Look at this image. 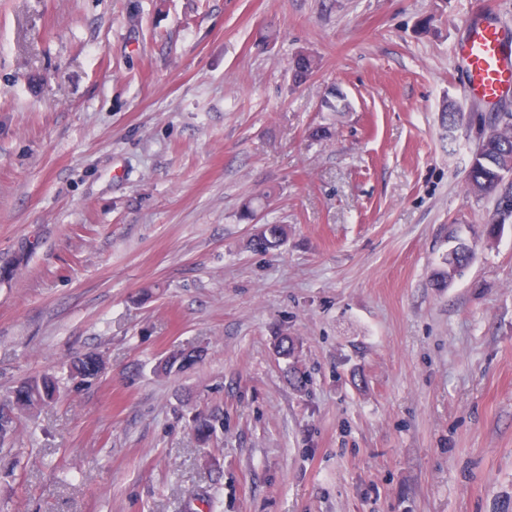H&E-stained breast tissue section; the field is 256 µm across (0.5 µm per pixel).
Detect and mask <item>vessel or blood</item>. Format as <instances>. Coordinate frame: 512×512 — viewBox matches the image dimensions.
<instances>
[{"label":"vessel or blood","mask_w":512,"mask_h":512,"mask_svg":"<svg viewBox=\"0 0 512 512\" xmlns=\"http://www.w3.org/2000/svg\"><path fill=\"white\" fill-rule=\"evenodd\" d=\"M454 53L466 64L468 94L487 105L512 90V33L492 22L469 24Z\"/></svg>","instance_id":"obj_1"}]
</instances>
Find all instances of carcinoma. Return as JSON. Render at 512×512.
Here are the masks:
<instances>
[{
    "label": "carcinoma",
    "mask_w": 512,
    "mask_h": 512,
    "mask_svg": "<svg viewBox=\"0 0 512 512\" xmlns=\"http://www.w3.org/2000/svg\"><path fill=\"white\" fill-rule=\"evenodd\" d=\"M319 66V58L310 52H300L289 63L293 85L299 86ZM465 192L477 200L493 202L487 238L495 236L497 225L512 223V112H499L489 135L482 137L473 156L465 179ZM288 236L284 224H267L263 232L251 237L249 246L255 251L278 249ZM458 247L444 254L440 267L434 272V286L449 287L474 259V245L459 238ZM200 358L193 348L171 353L157 367L161 375L179 373L191 367ZM105 361L98 352H87L74 357L67 364V379L81 385H91L99 379L98 362ZM59 398V379L50 373L28 378L14 387L6 399L9 403L0 409V444L12 439L22 420L37 415L44 407ZM217 415L195 411L192 427L197 435L207 440L216 433Z\"/></svg>",
    "instance_id": "obj_1"
}]
</instances>
